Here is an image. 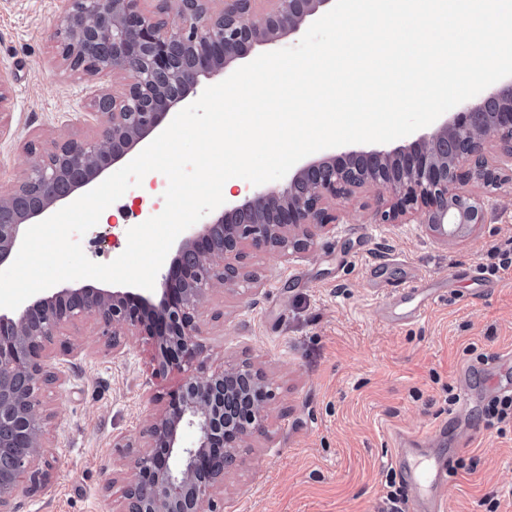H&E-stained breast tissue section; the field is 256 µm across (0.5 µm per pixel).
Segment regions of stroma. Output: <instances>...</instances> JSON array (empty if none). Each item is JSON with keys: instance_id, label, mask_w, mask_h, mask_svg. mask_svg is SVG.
I'll list each match as a JSON object with an SVG mask.
<instances>
[{"instance_id": "35a3bbf8", "label": "stroma", "mask_w": 512, "mask_h": 512, "mask_svg": "<svg viewBox=\"0 0 512 512\" xmlns=\"http://www.w3.org/2000/svg\"><path fill=\"white\" fill-rule=\"evenodd\" d=\"M59 0H0V72L10 78L9 111L0 117V186L10 187L30 161L27 143L91 135L99 116L88 105L108 77L71 73L52 33ZM377 195L336 204L309 252H250L258 284L217 289L201 311L207 371L249 360L275 389L265 435L241 455L224 483V512H378L394 453L392 434L446 427L443 449H461L466 468L449 475L452 512H512V432L480 418L488 373L464 350L512 356V269L484 293L480 271L495 245L512 238V184L487 197V222L469 237L435 238L426 225L377 224ZM145 220L139 201L122 196L81 238L85 255L108 263ZM437 281L435 302L399 321L392 292L413 273ZM65 358L52 345L50 368L63 383L42 388L49 413L52 469L45 487L17 500L18 512H120L117 489L131 459L118 440L141 443L149 415L180 385L170 369L152 374L151 341L130 337L112 354L90 321L66 328ZM468 394L462 417L448 393Z\"/></svg>"}]
</instances>
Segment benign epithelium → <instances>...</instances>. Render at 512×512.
Masks as SVG:
<instances>
[{
	"label": "benign epithelium",
	"instance_id": "1",
	"mask_svg": "<svg viewBox=\"0 0 512 512\" xmlns=\"http://www.w3.org/2000/svg\"><path fill=\"white\" fill-rule=\"evenodd\" d=\"M62 0L53 38L67 69L121 80L101 89L90 109L105 116L83 139L53 141L41 152L26 146L28 167L0 191V265L15 259L31 224L48 217L124 159L155 132L200 80L224 73L255 47L300 31L330 0ZM498 141L512 160V80L496 83L478 102L465 101L431 131L394 148L329 153L298 166L287 184L265 186L210 222L195 224L180 241L162 297L93 285L47 289L26 305L0 311V512H16L21 493L49 478L51 446L39 398L45 345L64 327L93 320L106 347L119 354L130 336L153 340L159 365L186 372L179 389L150 415L143 448L116 442L132 456L121 489L122 512H224V479L241 452L263 433L274 390L243 361L208 373L200 311L215 287L255 284L245 247L303 253L318 232L336 223V201L373 190L379 224L413 216L441 239L470 236L486 223L484 194L502 186L486 143ZM185 428L195 445L180 444ZM29 485L21 488V478Z\"/></svg>",
	"mask_w": 512,
	"mask_h": 512
}]
</instances>
